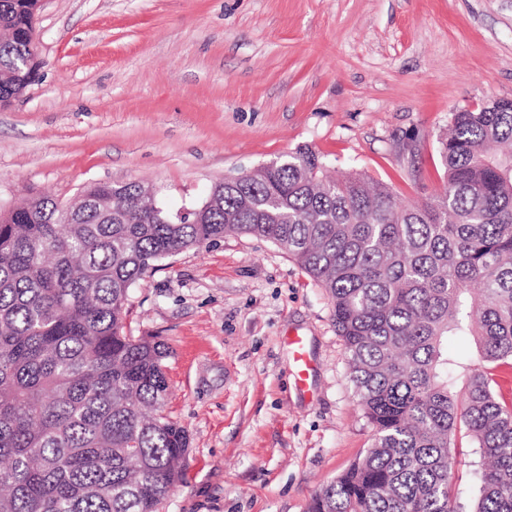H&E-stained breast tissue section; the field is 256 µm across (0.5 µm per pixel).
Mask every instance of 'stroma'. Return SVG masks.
<instances>
[{"label":"stroma","mask_w":512,"mask_h":512,"mask_svg":"<svg viewBox=\"0 0 512 512\" xmlns=\"http://www.w3.org/2000/svg\"><path fill=\"white\" fill-rule=\"evenodd\" d=\"M36 34L37 78L0 106V211L96 182L175 211L301 145L421 203L453 112L512 98V0H40ZM126 309L168 353L166 412L190 438L161 512H308L369 448L331 303L275 244L183 251ZM288 348L293 354L296 363V380L300 388L308 387L309 370L312 364L309 362L306 351L305 342L301 336H288Z\"/></svg>","instance_id":"obj_1"}]
</instances>
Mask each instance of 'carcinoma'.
I'll list each match as a JSON object with an SVG mask.
<instances>
[{
	"mask_svg": "<svg viewBox=\"0 0 512 512\" xmlns=\"http://www.w3.org/2000/svg\"><path fill=\"white\" fill-rule=\"evenodd\" d=\"M39 0H0V99L27 77ZM512 99L453 113L445 189L401 204L358 173L324 175L300 146L215 183L182 224L145 189L97 182L70 220L39 197L0 218V512H159L182 480L186 429L165 413L167 353L125 330L130 288L159 263L230 233L270 241L332 303L372 443L308 512H512ZM479 363L455 390L448 337ZM465 427L479 495L454 492Z\"/></svg>",
	"mask_w": 512,
	"mask_h": 512,
	"instance_id": "1",
	"label": "carcinoma"
}]
</instances>
